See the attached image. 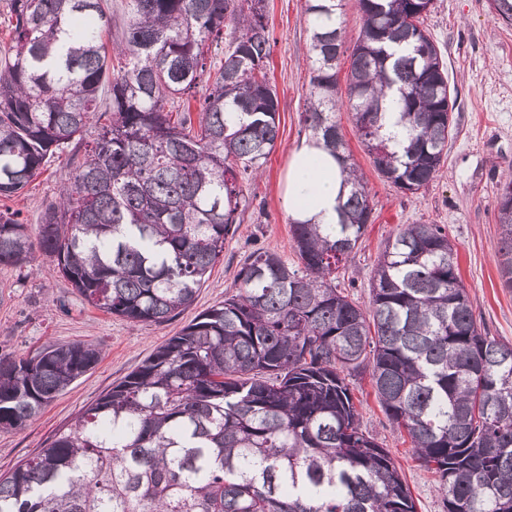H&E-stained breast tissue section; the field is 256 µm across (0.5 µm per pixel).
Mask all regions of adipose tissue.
<instances>
[{
  "mask_svg": "<svg viewBox=\"0 0 512 512\" xmlns=\"http://www.w3.org/2000/svg\"><path fill=\"white\" fill-rule=\"evenodd\" d=\"M348 187L335 156L316 138L302 140L288 161L282 202L293 221L330 227Z\"/></svg>",
  "mask_w": 512,
  "mask_h": 512,
  "instance_id": "ef3b65f1",
  "label": "adipose tissue"
}]
</instances>
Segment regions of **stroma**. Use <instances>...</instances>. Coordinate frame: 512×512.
Returning a JSON list of instances; mask_svg holds the SVG:
<instances>
[{"label":"stroma","instance_id":"obj_1","mask_svg":"<svg viewBox=\"0 0 512 512\" xmlns=\"http://www.w3.org/2000/svg\"><path fill=\"white\" fill-rule=\"evenodd\" d=\"M266 4L272 33L268 77L280 103L279 137L260 174L247 185L254 209L235 225L224 243L223 257L191 306L164 324H134L84 305L51 260L0 268V355L25 356L49 344L83 341L102 351L95 368L35 421L0 432V474L37 454L57 430L74 424L82 411L155 348L223 302L253 249L264 247L295 261L290 219L281 198L288 157L307 136L301 115L309 105L310 29L304 0H266ZM423 26L439 47L448 81L458 92L453 113L456 134L435 179L426 189L410 194L378 174L349 112L337 111L351 155L365 175L373 212L340 285L359 305H368L370 279L388 238L406 224L445 225L458 250L460 276L477 320L490 335L512 343V289L502 286L497 269L498 198L512 174V24L495 18L491 0H433ZM81 159L69 148L51 158L24 190L11 199H0V212H19L23 223L36 227L45 206L55 200ZM351 386L362 403L364 428L400 468L417 512H443L432 475L416 460L407 435L390 426L370 378L353 380Z\"/></svg>","mask_w":512,"mask_h":512}]
</instances>
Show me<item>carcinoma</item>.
Instances as JSON below:
<instances>
[{
  "mask_svg": "<svg viewBox=\"0 0 512 512\" xmlns=\"http://www.w3.org/2000/svg\"><path fill=\"white\" fill-rule=\"evenodd\" d=\"M432 4L357 0L363 25L340 97L342 0H305L303 124L346 171L339 224L291 225L296 265L250 252L224 302L0 476V512H416L389 453L362 429L349 379L363 373L435 474L443 512H512V344L477 322L448 231L404 225L377 260L367 308L336 284L372 218L339 101L375 170L406 193L428 187L448 153L455 98L422 27ZM128 7L111 57L105 0L7 2L0 198L69 145L84 154L35 233L0 212V266L48 256L82 302L160 324L194 301L251 207L243 183L275 147L279 100L265 0ZM106 98L111 119L86 141ZM499 223L497 263L512 288V205L499 204ZM100 358L81 342L0 355V431L36 420Z\"/></svg>",
  "mask_w": 512,
  "mask_h": 512,
  "instance_id": "carcinoma-1",
  "label": "carcinoma"
}]
</instances>
